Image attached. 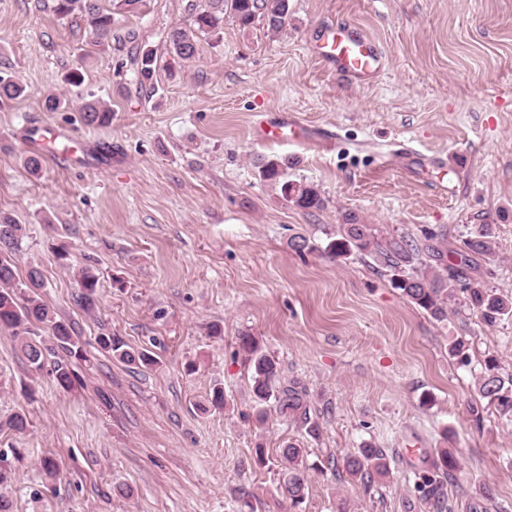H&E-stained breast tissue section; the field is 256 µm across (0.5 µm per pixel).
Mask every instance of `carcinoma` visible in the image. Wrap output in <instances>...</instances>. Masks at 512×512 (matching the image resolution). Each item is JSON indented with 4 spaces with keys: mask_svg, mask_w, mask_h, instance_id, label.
I'll return each instance as SVG.
<instances>
[{
    "mask_svg": "<svg viewBox=\"0 0 512 512\" xmlns=\"http://www.w3.org/2000/svg\"><path fill=\"white\" fill-rule=\"evenodd\" d=\"M143 0H112V8L102 10L97 0H56L55 12L61 17L80 14L84 16L99 40L112 37V18L132 12ZM289 0H205V7L195 11L196 30L174 28L167 35L170 54L182 61L197 55L195 31H212L219 28L224 16H229L248 27L259 21L272 33H279L288 26ZM140 83L152 82L155 57L144 50L137 55ZM26 88L19 82L0 78V98L16 99L25 95ZM85 125L104 126L112 122L109 107L99 101L87 102L82 107ZM263 178L280 189L284 200L304 211L322 210L326 200L319 187L310 182L288 179L292 161L286 157L262 159L258 162ZM22 226L9 215H0V327L12 330L18 347L34 369L43 367L48 357H54L52 374L56 385L69 391L76 378L72 359L82 356L79 336L41 297L43 287L41 271L32 266L24 282L15 279L14 262L8 252L18 244ZM438 235L425 233L421 242L408 235L386 236L374 224L361 222L354 212L344 215L336 237L325 251L333 257L352 254L369 256L379 266L391 272V284L414 305L423 309L432 319L442 321L448 317L449 306L458 296H463L468 307L477 310L484 324L495 326L502 319L512 316V298L501 296L491 288H479L471 283L462 271L442 266L443 244L434 243ZM467 253L489 256L493 251V229L490 224H480L463 241ZM81 292L78 302L86 309L96 304L98 275L91 267L79 272ZM98 344L102 350L120 361L135 367L155 363L146 350L130 347L121 337L101 335ZM239 350L244 354L251 371V395L257 407V419L263 420L262 406L271 402L305 433L317 439L320 425L315 418L309 394L298 380H285L279 361L263 351L259 340L249 332L238 336ZM479 396L495 407L503 417L512 418V374L500 371L497 359L490 358L477 383ZM307 451L300 444L290 442L280 452L283 494L291 505L301 504L308 490L310 479ZM458 463L446 448H438L429 469L420 472L417 488L434 512L448 509L447 486L453 484ZM346 474L369 486L377 476L388 473L387 454L381 448L366 444L343 462Z\"/></svg>",
    "mask_w": 512,
    "mask_h": 512,
    "instance_id": "carcinoma-1",
    "label": "carcinoma"
}]
</instances>
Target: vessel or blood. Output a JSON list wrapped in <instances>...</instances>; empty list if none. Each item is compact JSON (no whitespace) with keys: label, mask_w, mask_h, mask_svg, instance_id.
Wrapping results in <instances>:
<instances>
[{"label":"vessel or blood","mask_w":512,"mask_h":512,"mask_svg":"<svg viewBox=\"0 0 512 512\" xmlns=\"http://www.w3.org/2000/svg\"><path fill=\"white\" fill-rule=\"evenodd\" d=\"M312 51L338 76L363 83L373 79L384 65V56L375 41L346 23L324 25ZM257 135L263 140L298 141L303 128L298 120L284 118L260 127Z\"/></svg>","instance_id":"b4317fda"}]
</instances>
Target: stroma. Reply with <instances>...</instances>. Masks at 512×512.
Returning <instances> with one entry per match:
<instances>
[{
  "label": "stroma",
  "instance_id": "stroma-1",
  "mask_svg": "<svg viewBox=\"0 0 512 512\" xmlns=\"http://www.w3.org/2000/svg\"><path fill=\"white\" fill-rule=\"evenodd\" d=\"M189 2L146 0L99 43L53 0H0V77L27 89L0 101V212L26 227L18 275L40 269L43 299L83 348L67 392L0 328V419L29 418L25 433L0 432L12 512H235L245 493L261 512H290L277 459L291 441L311 462L366 443L389 459L368 489L330 467L312 473L300 512H432L415 475L437 448L459 460L450 512L475 500L512 512V421L476 389L487 356L512 373V318L486 327L459 300L436 321L371 258L321 250L350 211L386 235L432 230L448 265L512 297V0H290L280 34L228 18L198 33L181 66L167 34L191 27ZM331 21L379 44L372 82L311 54ZM142 49L155 53L149 86L134 64ZM75 69L77 87L64 80ZM50 93L63 108L45 110ZM96 100L112 110L109 127L81 119ZM281 116L306 126L307 144L257 138ZM40 124L89 140L90 152L70 166L44 158L31 173L27 140ZM405 145L442 162L451 194L435 171L394 157ZM273 156L294 159L289 179L318 185L325 209H297L262 179L258 161ZM478 224L492 225L494 253L468 262L463 242ZM299 234L314 251L290 248ZM86 263L99 276L91 311L76 302ZM214 323L223 336H208ZM244 331L307 388L319 439L272 409L257 421ZM108 332L156 365L113 359L97 342ZM460 337L472 346L466 364L448 355ZM217 386L226 407L202 411ZM45 456L60 468L51 482Z\"/></svg>",
  "mask_w": 512,
  "mask_h": 512
}]
</instances>
